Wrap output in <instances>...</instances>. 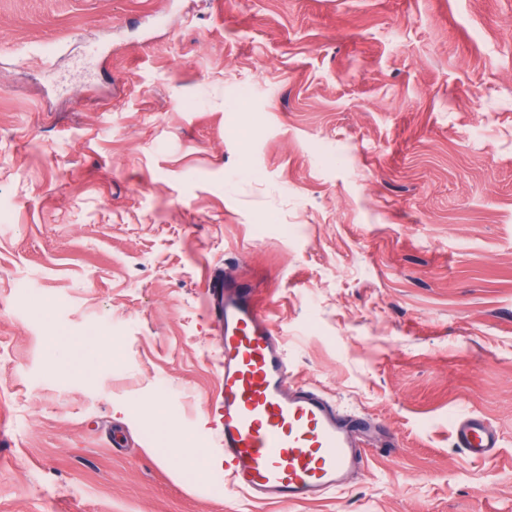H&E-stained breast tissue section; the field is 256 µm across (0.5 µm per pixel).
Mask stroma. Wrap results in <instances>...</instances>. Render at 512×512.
<instances>
[{
	"mask_svg": "<svg viewBox=\"0 0 512 512\" xmlns=\"http://www.w3.org/2000/svg\"><path fill=\"white\" fill-rule=\"evenodd\" d=\"M219 267L347 489L225 487ZM0 512H512V0H0ZM453 445L467 458L482 461L501 448L497 430L480 414L468 412L454 417L450 424Z\"/></svg>",
	"mask_w": 512,
	"mask_h": 512,
	"instance_id": "35a3bbf8",
	"label": "stroma"
}]
</instances>
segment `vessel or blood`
Listing matches in <instances>:
<instances>
[{"label":"vessel or blood","mask_w":512,"mask_h":512,"mask_svg":"<svg viewBox=\"0 0 512 512\" xmlns=\"http://www.w3.org/2000/svg\"><path fill=\"white\" fill-rule=\"evenodd\" d=\"M208 291L219 297L222 322V399L213 421L230 488L253 499L300 502L350 486L380 424L341 410L312 385H289L284 345L250 283L217 274ZM450 429L454 447L471 460L492 457L501 446L478 413L453 418Z\"/></svg>","instance_id":"vessel-or-blood-1"}]
</instances>
